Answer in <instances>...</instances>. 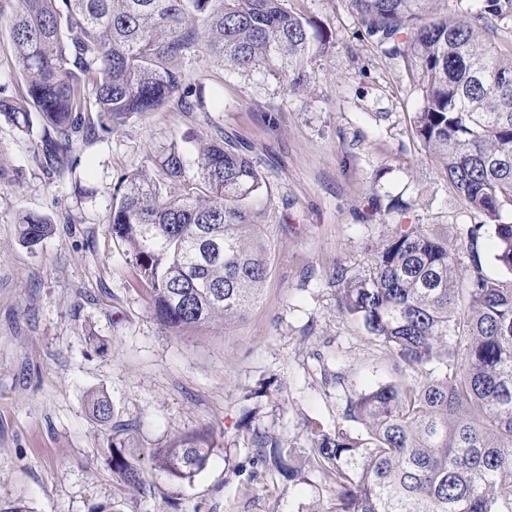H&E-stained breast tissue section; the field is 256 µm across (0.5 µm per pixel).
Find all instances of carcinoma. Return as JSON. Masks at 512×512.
<instances>
[{"label": "carcinoma", "mask_w": 512, "mask_h": 512, "mask_svg": "<svg viewBox=\"0 0 512 512\" xmlns=\"http://www.w3.org/2000/svg\"><path fill=\"white\" fill-rule=\"evenodd\" d=\"M0 25L25 85L0 97V116L43 134L45 169L76 161L80 137L108 134L134 114L161 109L174 95L197 107L182 63L205 48L230 71L256 72L295 91L305 67L331 36L294 15L282 0H13ZM430 0H351L368 37L401 59L417 82L411 124L438 175L462 208L482 217L456 225L470 253L432 224L390 225L367 269L332 277L337 311L360 323L412 380H388L346 397L332 429L306 424L305 456L255 435L257 458L280 477L319 473L330 497L320 512H512V42L485 37L512 22V0H481L475 11L427 19ZM167 183L121 176L108 231L126 248L133 287H143L163 326L186 332L216 318L229 323L256 301L267 277L253 202L263 178L249 155L224 137L198 150L187 174L184 147L162 148ZM53 230L45 214L20 218L19 235L36 246ZM495 241L499 273L486 272L484 234ZM92 416L112 417L104 396ZM118 424L103 463L124 485H151ZM213 448L192 435L155 448L153 469L192 484Z\"/></svg>", "instance_id": "1"}]
</instances>
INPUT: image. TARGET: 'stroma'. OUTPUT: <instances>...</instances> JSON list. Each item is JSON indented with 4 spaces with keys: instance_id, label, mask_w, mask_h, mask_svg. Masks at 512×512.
Wrapping results in <instances>:
<instances>
[{
    "instance_id": "1",
    "label": "stroma",
    "mask_w": 512,
    "mask_h": 512,
    "mask_svg": "<svg viewBox=\"0 0 512 512\" xmlns=\"http://www.w3.org/2000/svg\"><path fill=\"white\" fill-rule=\"evenodd\" d=\"M315 21L331 47L304 89L230 72L204 49L183 62L185 81L224 107L186 111L179 98L76 142L74 165L48 171L34 153L40 127L0 117V503L29 512H317L319 474L289 482L256 462L254 432L307 455L305 430L329 428L342 402L320 364L341 368L354 392L395 376L382 346L336 310L337 266L366 268L369 250L398 221L448 233L479 223L464 212L414 138L419 93L401 60L368 38L349 0H283ZM246 145L264 178L258 221L269 275L259 300L226 324L175 334L129 286L123 248L108 231L122 175L162 174L171 141L215 133ZM409 203L388 212L390 200ZM47 214L52 235L19 238L22 214ZM105 393L112 421L88 413ZM116 424L133 428L141 456L189 435L214 448L192 485L153 470L149 496L126 488L101 458Z\"/></svg>"
}]
</instances>
